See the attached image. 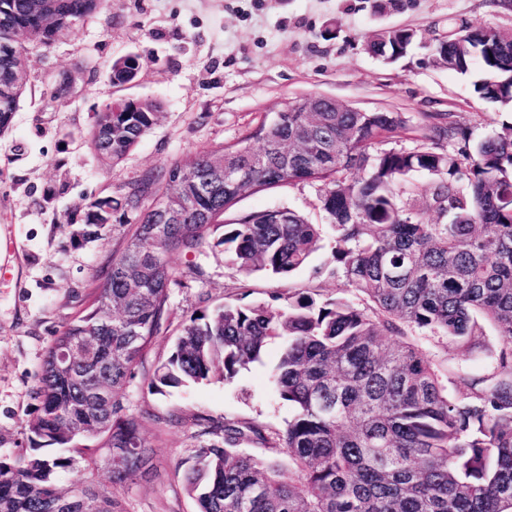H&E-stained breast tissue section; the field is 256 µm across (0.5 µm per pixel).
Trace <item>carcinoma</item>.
Wrapping results in <instances>:
<instances>
[{"mask_svg":"<svg viewBox=\"0 0 512 512\" xmlns=\"http://www.w3.org/2000/svg\"><path fill=\"white\" fill-rule=\"evenodd\" d=\"M107 0H0V53L26 39L49 46ZM418 39L413 29L374 34L366 50L387 62ZM433 65L465 75L482 99L512 108V32L482 25L448 31L431 49ZM127 56L110 83L134 80ZM27 61L0 100L6 134L27 88ZM307 112L304 98L265 116L240 141L169 162L124 194L97 198L78 235L103 236L112 217H131L124 248L112 255L87 308L54 337L35 391L39 414L24 425L30 447L0 455V512H125L122 499L151 467L154 449L141 417L116 398L133 381L170 316L181 286L173 252L209 244L224 212L251 192L318 181L335 232L330 274L352 297L310 294L273 303L226 301L192 316L150 385L159 393L214 379L233 381L282 342L272 380L292 409L281 430L224 421L223 443L179 462L198 512H512V125L470 143L451 114L410 149H380L403 127L398 112H350L330 98ZM162 106L118 98L94 113L85 143L108 165L152 130ZM261 143L260 148L251 141ZM224 165V182L207 173ZM432 181L406 189L410 175ZM467 182V190L458 187ZM183 202L172 224L165 202ZM322 228L280 208L224 225L214 246L246 276L285 277L320 249ZM490 325L500 347L481 374L429 351L467 348ZM82 345L71 369L57 361ZM105 389L109 399H96ZM82 426L74 432L73 423ZM113 448L112 491L93 477ZM83 464L62 489L58 477Z\"/></svg>","mask_w":512,"mask_h":512,"instance_id":"cac0c4a2","label":"carcinoma"}]
</instances>
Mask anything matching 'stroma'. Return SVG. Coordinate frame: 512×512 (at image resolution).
<instances>
[{
	"mask_svg": "<svg viewBox=\"0 0 512 512\" xmlns=\"http://www.w3.org/2000/svg\"><path fill=\"white\" fill-rule=\"evenodd\" d=\"M487 25L512 31V5L502 0H110L51 46L28 49V85L13 126L0 137V454L27 447L24 422L37 414L34 390L53 337L88 304L95 276L104 275L126 243L128 226L114 215L104 236L83 240L77 219L92 199L120 195L131 182L171 160L245 136L286 101L323 95L366 111L402 113L404 129L386 148H411L439 113L454 114L477 142L512 122V110L473 91L479 67L460 75L433 67L427 48L449 28ZM383 28H411L423 44L397 61L370 55L365 42ZM135 56V80L112 86L104 72ZM97 63L90 74L83 61ZM69 83V93L54 90ZM117 98L153 99L157 124L121 163L103 165L87 148L94 112ZM324 187L285 185L244 196L225 221L266 209L289 208L323 224ZM287 279L243 276L222 248L176 252L170 262L181 285L172 289L167 332L158 336L147 367L165 361L195 314L237 299L270 302L277 293L343 294L328 274L333 246ZM281 352L271 342L263 364L233 382L214 381L159 394L136 378L121 393L143 415L141 433L154 448L153 468L126 496L128 512H197L179 460L217 440L225 420L256 421L269 430L291 415L269 367ZM177 423H170V416Z\"/></svg>",
	"mask_w": 512,
	"mask_h": 512,
	"instance_id": "1",
	"label": "stroma"
}]
</instances>
